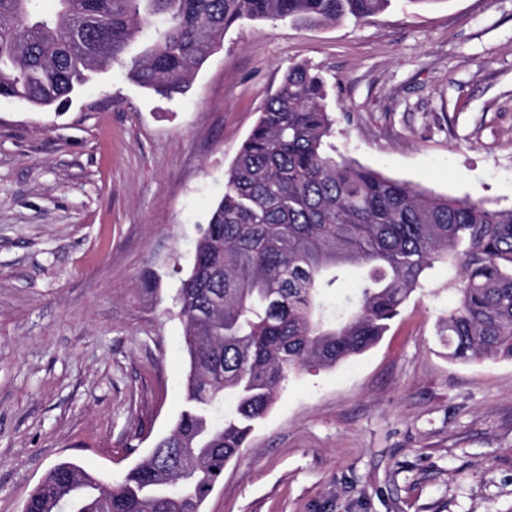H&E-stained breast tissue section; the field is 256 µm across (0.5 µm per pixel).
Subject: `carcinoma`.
Segmentation results:
<instances>
[{"label":"carcinoma","instance_id":"cac0c4a2","mask_svg":"<svg viewBox=\"0 0 512 512\" xmlns=\"http://www.w3.org/2000/svg\"><path fill=\"white\" fill-rule=\"evenodd\" d=\"M0 0V99L59 109L107 67L161 97L185 93L242 20L361 21L390 0ZM328 81L294 65L270 94L201 227L179 288L190 358L185 409L167 439L191 486L146 458L104 502L100 479L55 465L27 512H199L294 371L330 367L388 331L428 270L454 265L455 306L437 323L448 360H512V207L438 196L340 155ZM351 265L356 306L331 321L322 291Z\"/></svg>","mask_w":512,"mask_h":512}]
</instances>
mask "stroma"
Instances as JSON below:
<instances>
[{"label":"stroma","instance_id":"stroma-1","mask_svg":"<svg viewBox=\"0 0 512 512\" xmlns=\"http://www.w3.org/2000/svg\"><path fill=\"white\" fill-rule=\"evenodd\" d=\"M302 63L329 82L338 154L512 206V0L247 20L183 95L114 67L63 112L0 101V512L61 461L120 483L170 433L189 372L176 292L267 95ZM453 274L435 264L368 351L282 381L202 512H512V361H448Z\"/></svg>","mask_w":512,"mask_h":512}]
</instances>
